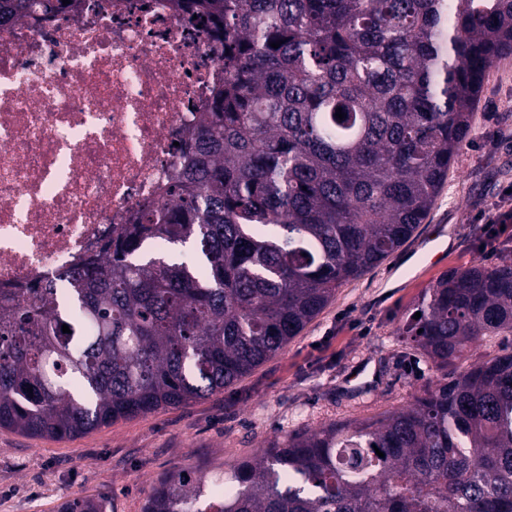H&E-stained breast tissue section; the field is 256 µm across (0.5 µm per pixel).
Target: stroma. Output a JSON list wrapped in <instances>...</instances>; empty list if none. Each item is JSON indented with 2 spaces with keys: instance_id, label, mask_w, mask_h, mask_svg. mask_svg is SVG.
Instances as JSON below:
<instances>
[{
  "instance_id": "1",
  "label": "stroma",
  "mask_w": 512,
  "mask_h": 512,
  "mask_svg": "<svg viewBox=\"0 0 512 512\" xmlns=\"http://www.w3.org/2000/svg\"><path fill=\"white\" fill-rule=\"evenodd\" d=\"M512 55L486 74L469 135L424 224L398 251L347 282L276 356L188 405L120 420L76 437L0 429V512H57L104 496L109 512H142L153 486L188 469L223 473L275 439L332 422L372 420L408 405L439 373L397 329L444 272L512 257V223L484 246L488 214L512 209ZM450 226L439 262L421 246Z\"/></svg>"
}]
</instances>
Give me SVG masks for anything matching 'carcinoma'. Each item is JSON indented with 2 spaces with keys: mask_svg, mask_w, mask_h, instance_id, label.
<instances>
[{
  "mask_svg": "<svg viewBox=\"0 0 512 512\" xmlns=\"http://www.w3.org/2000/svg\"><path fill=\"white\" fill-rule=\"evenodd\" d=\"M196 2L228 49L224 87L167 206L66 287L0 306V428L75 436L269 360L425 221L487 70L512 54V0ZM27 8L0 0L9 18ZM155 236L202 264L166 260ZM417 311L399 335L440 378L407 407L273 440L221 486L200 470L166 478L143 512H512V351L455 369L512 336V259L442 274ZM509 338L511 341H508V339L503 336H496L479 342L471 349L465 358L457 362V371H465L469 369L471 365L485 359L487 356L501 353L503 348L512 347V337Z\"/></svg>",
  "mask_w": 512,
  "mask_h": 512,
  "instance_id": "1",
  "label": "carcinoma"
}]
</instances>
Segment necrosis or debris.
<instances>
[{
    "mask_svg": "<svg viewBox=\"0 0 512 512\" xmlns=\"http://www.w3.org/2000/svg\"><path fill=\"white\" fill-rule=\"evenodd\" d=\"M223 83L192 0H33L0 22V303L165 205Z\"/></svg>",
    "mask_w": 512,
    "mask_h": 512,
    "instance_id": "obj_1",
    "label": "necrosis or debris"
}]
</instances>
